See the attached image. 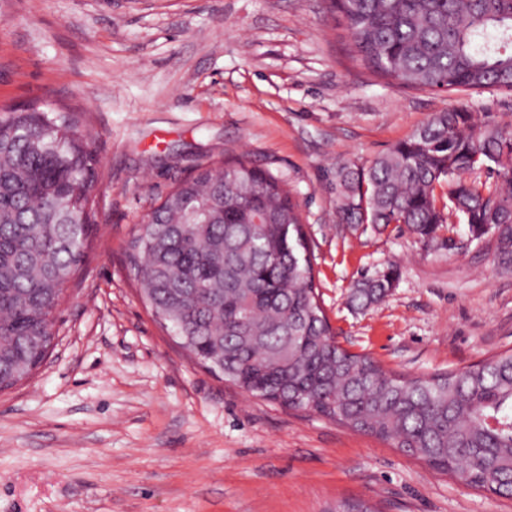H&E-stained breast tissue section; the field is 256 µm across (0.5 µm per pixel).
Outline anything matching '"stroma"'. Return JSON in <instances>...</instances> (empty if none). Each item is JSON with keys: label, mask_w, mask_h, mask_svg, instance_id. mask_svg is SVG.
Masks as SVG:
<instances>
[{"label": "stroma", "mask_w": 512, "mask_h": 512, "mask_svg": "<svg viewBox=\"0 0 512 512\" xmlns=\"http://www.w3.org/2000/svg\"><path fill=\"white\" fill-rule=\"evenodd\" d=\"M77 112L100 160L89 256L53 346L0 391V512H512L374 436L255 398L184 351L145 304L128 246L199 168L237 157L298 202L342 346L416 377L512 350V272L450 218L342 223L336 170L369 166L437 112L512 123V93L372 76L326 0H0V105ZM394 269L365 310L362 275ZM395 281V271L388 270L373 276H365L353 286L350 303L358 309H366L381 302L390 292Z\"/></svg>", "instance_id": "35a3bbf8"}]
</instances>
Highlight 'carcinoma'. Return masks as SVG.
Here are the masks:
<instances>
[{
	"mask_svg": "<svg viewBox=\"0 0 512 512\" xmlns=\"http://www.w3.org/2000/svg\"><path fill=\"white\" fill-rule=\"evenodd\" d=\"M370 73L403 89L512 91V0H329ZM100 160L76 115L0 108V390L46 358L62 287L85 263ZM486 168L494 189L475 178ZM348 224H404L424 241L448 212L512 271V129L437 112L367 168L336 169ZM129 264L155 316L252 396L391 443L467 485L512 497V352L404 378L340 345L321 306L298 204L245 157L183 181L136 230ZM395 271L350 303L381 302Z\"/></svg>",
	"mask_w": 512,
	"mask_h": 512,
	"instance_id": "obj_1",
	"label": "carcinoma"
}]
</instances>
